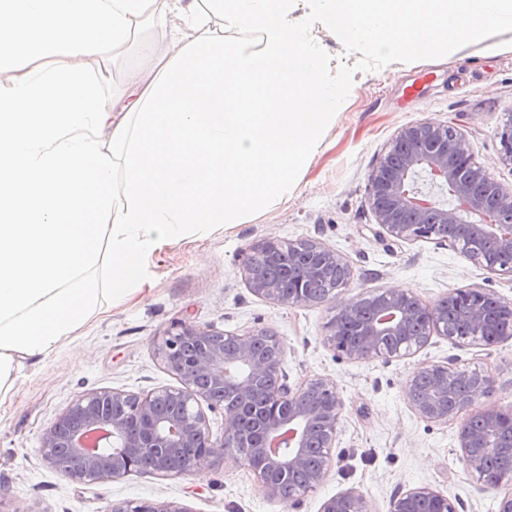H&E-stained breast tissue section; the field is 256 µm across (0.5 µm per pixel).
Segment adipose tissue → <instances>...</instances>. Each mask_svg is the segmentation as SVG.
Listing matches in <instances>:
<instances>
[{"instance_id":"1","label":"adipose tissue","mask_w":512,"mask_h":512,"mask_svg":"<svg viewBox=\"0 0 512 512\" xmlns=\"http://www.w3.org/2000/svg\"><path fill=\"white\" fill-rule=\"evenodd\" d=\"M152 26L156 72L112 92L94 60ZM486 30L512 0H0V403L144 257L287 202L349 89L322 33L395 63Z\"/></svg>"}]
</instances>
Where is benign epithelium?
<instances>
[{"label": "benign epithelium", "instance_id": "benign-epithelium-1", "mask_svg": "<svg viewBox=\"0 0 512 512\" xmlns=\"http://www.w3.org/2000/svg\"><path fill=\"white\" fill-rule=\"evenodd\" d=\"M369 198L376 223L389 236L401 241L433 239L435 224L459 227L466 247L462 255L485 267L512 274V187L499 183L483 165L474 161L466 137L450 125L422 121L402 128L369 176ZM303 251L288 262L287 279L292 289L262 277L252 259L244 273L254 294L286 305L308 303L305 289L325 267L348 271L336 252L314 240L300 242ZM463 294L443 296L432 304L422 302L408 290L385 291L380 310L372 319L360 316L358 302L348 303L341 316L358 319L357 339H342V321L328 325V343L348 359L385 355L398 357L411 346L427 342L425 333L413 340L414 326L424 321L442 336H448L442 319L450 302L462 304ZM467 339L487 348L512 339L507 328L487 342L483 331L512 303L497 294L465 304ZM216 331L182 322L158 343L157 353L165 367L176 375L181 387L131 394L96 390L77 398L44 431V459L66 477L78 482L105 483L144 470L163 475L186 474L218 458L232 455L246 463L257 476L268 498L293 501L284 494L282 477L303 467L312 438L320 437L321 463L304 485L308 492L319 487L331 465L330 447L336 439L342 403L336 385L323 379L288 385L281 364L283 347L265 329L231 334L233 351L213 341ZM384 336H406L407 345L380 349ZM470 381L468 393L453 408L440 404L448 392V378L434 377L429 396L422 398L416 378L405 385L410 407L429 422L459 419L458 440L462 462L484 488L499 489L512 477V431L501 427L503 410L477 409L480 398L494 395L495 379L487 374L458 371ZM266 378L260 433L245 434L243 405L257 382ZM224 414V434L211 440L202 404ZM495 458L503 476L493 485L484 480L487 458ZM435 500L445 512L457 506L444 493L422 486L408 490L390 503V512H412L413 504ZM110 512H188L171 502L124 501L112 504ZM321 512H368L363 496L348 490L326 499Z\"/></svg>", "mask_w": 512, "mask_h": 512}]
</instances>
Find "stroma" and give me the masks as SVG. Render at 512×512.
<instances>
[{"mask_svg":"<svg viewBox=\"0 0 512 512\" xmlns=\"http://www.w3.org/2000/svg\"><path fill=\"white\" fill-rule=\"evenodd\" d=\"M509 39L512 34L488 31L459 54L360 67L349 77L335 127L287 204L148 255L125 298L51 357L25 364L11 401L0 405V512H108L129 500L172 502L189 512H320L326 499L351 489L363 495L369 512H389L396 494L421 486L457 500L459 512H498L502 491L482 488L461 461L457 422L420 418L404 387L424 365L476 370L496 381L491 406H512V339L486 348L434 334L400 357L351 360L338 356L326 336L346 303L398 287L428 303L459 288L490 290L512 302V275L469 261L446 242L388 236L368 196V176L391 140L424 120L454 126L476 162L512 187L499 137L512 122V53L491 50ZM267 238L319 241L348 263V286L318 305L257 296L244 259ZM181 320L223 333L269 330L283 345L289 385L335 384L341 419L331 468L315 491L289 503L270 500L248 466L229 455L187 474L139 472L95 484L70 480L43 458L45 429L78 396L179 387L157 344Z\"/></svg>","mask_w":512,"mask_h":512,"instance_id":"stroma-1","label":"stroma"}]
</instances>
